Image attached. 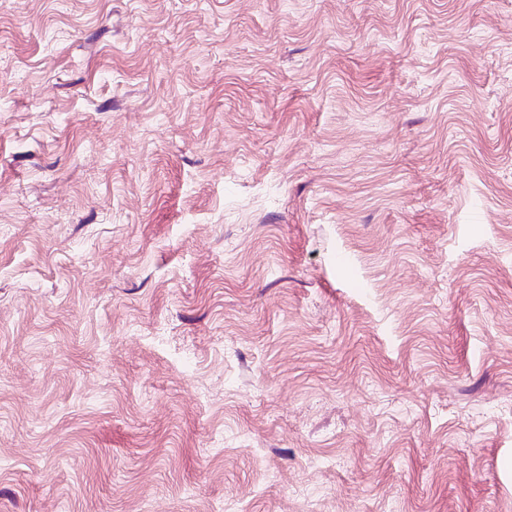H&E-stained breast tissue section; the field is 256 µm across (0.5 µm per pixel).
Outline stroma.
I'll use <instances>...</instances> for the list:
<instances>
[{"instance_id":"1","label":"stroma","mask_w":512,"mask_h":512,"mask_svg":"<svg viewBox=\"0 0 512 512\" xmlns=\"http://www.w3.org/2000/svg\"><path fill=\"white\" fill-rule=\"evenodd\" d=\"M0 512H512V0H0Z\"/></svg>"}]
</instances>
